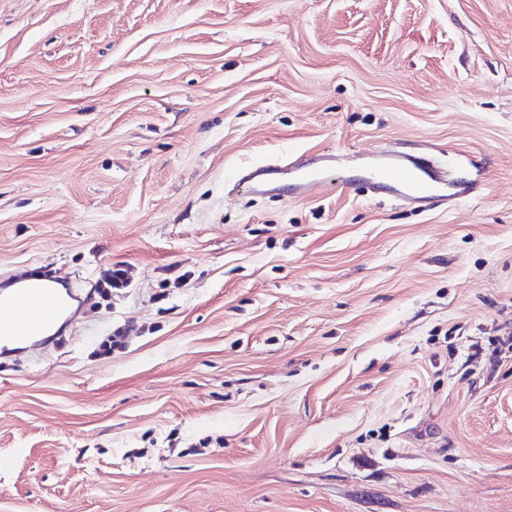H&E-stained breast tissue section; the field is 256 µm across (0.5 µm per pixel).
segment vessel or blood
Listing matches in <instances>:
<instances>
[{
    "label": "vessel or blood",
    "instance_id": "1",
    "mask_svg": "<svg viewBox=\"0 0 512 512\" xmlns=\"http://www.w3.org/2000/svg\"><path fill=\"white\" fill-rule=\"evenodd\" d=\"M336 162V156L325 155L298 165L264 163L240 171L239 177L255 194L285 188L296 196L307 197L326 186ZM362 180L373 193H387L415 209H445L476 192L471 183L449 181L426 158L400 151L375 152ZM11 280V285L0 290L1 354L47 335L69 312L68 303L53 286L52 267L16 273Z\"/></svg>",
    "mask_w": 512,
    "mask_h": 512
}]
</instances>
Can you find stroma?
Returning <instances> with one entry per match:
<instances>
[{
  "label": "stroma",
  "instance_id": "obj_1",
  "mask_svg": "<svg viewBox=\"0 0 512 512\" xmlns=\"http://www.w3.org/2000/svg\"><path fill=\"white\" fill-rule=\"evenodd\" d=\"M382 147L478 198L367 192ZM291 150L348 184L228 180ZM43 264L0 512H512V0H0V276ZM130 283L129 269L121 264L104 266L99 273L98 291L108 292L109 288H127Z\"/></svg>",
  "mask_w": 512,
  "mask_h": 512
}]
</instances>
